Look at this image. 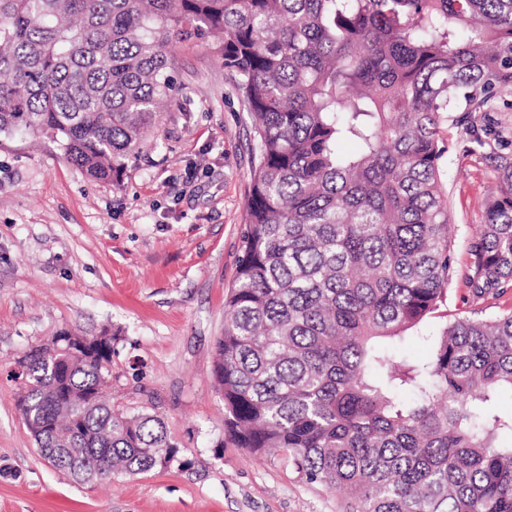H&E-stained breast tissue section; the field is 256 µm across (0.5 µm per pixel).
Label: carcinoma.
<instances>
[{
	"instance_id": "carcinoma-1",
	"label": "carcinoma",
	"mask_w": 512,
	"mask_h": 512,
	"mask_svg": "<svg viewBox=\"0 0 512 512\" xmlns=\"http://www.w3.org/2000/svg\"><path fill=\"white\" fill-rule=\"evenodd\" d=\"M220 56L254 130L242 255L213 377L224 434L334 488L346 512H512V312L452 316L444 132L512 92V0H0V135L55 143L122 183L175 44ZM464 275L512 288V153ZM112 334L25 352L16 406L40 455L81 483L165 470L163 419L112 403Z\"/></svg>"
}]
</instances>
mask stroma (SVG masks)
<instances>
[{"label": "stroma", "mask_w": 512, "mask_h": 512, "mask_svg": "<svg viewBox=\"0 0 512 512\" xmlns=\"http://www.w3.org/2000/svg\"><path fill=\"white\" fill-rule=\"evenodd\" d=\"M219 37L178 44V91L121 186L89 178L49 140L0 137V512H343L336 491L224 435L215 341L246 228L253 131ZM445 155L454 268L448 309L512 311V289L473 295L460 274L499 193L491 153L512 151V108L468 116ZM484 140L476 147L475 138ZM115 336L118 404L162 417L178 446L163 471L79 484L37 452L8 374L66 330Z\"/></svg>", "instance_id": "1"}]
</instances>
